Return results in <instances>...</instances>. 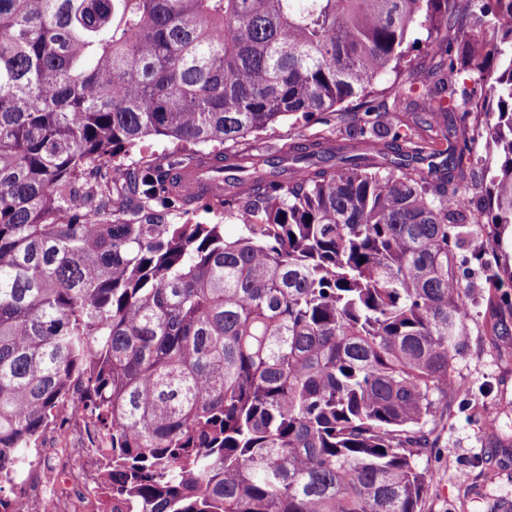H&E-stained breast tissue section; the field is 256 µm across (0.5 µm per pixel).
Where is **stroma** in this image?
<instances>
[{"label":"stroma","mask_w":512,"mask_h":512,"mask_svg":"<svg viewBox=\"0 0 512 512\" xmlns=\"http://www.w3.org/2000/svg\"><path fill=\"white\" fill-rule=\"evenodd\" d=\"M331 133L318 121L289 117L262 137L246 138L240 150L257 155L268 142L287 146ZM469 282L466 345L452 363L465 389L438 414L434 446L420 460L432 476L422 512H495L499 502L512 503V334L493 333L481 274L472 273Z\"/></svg>","instance_id":"obj_1"}]
</instances>
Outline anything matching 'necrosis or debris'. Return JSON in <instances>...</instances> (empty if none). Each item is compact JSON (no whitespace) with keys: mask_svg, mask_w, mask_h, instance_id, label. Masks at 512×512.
Instances as JSON below:
<instances>
[{"mask_svg":"<svg viewBox=\"0 0 512 512\" xmlns=\"http://www.w3.org/2000/svg\"><path fill=\"white\" fill-rule=\"evenodd\" d=\"M84 396L82 385L73 386L63 404V425L49 429L52 448H31L10 477L12 499L25 512H100L108 443L87 412H72Z\"/></svg>","mask_w":512,"mask_h":512,"instance_id":"obj_1","label":"necrosis or debris"}]
</instances>
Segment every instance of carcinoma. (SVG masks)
I'll return each mask as SVG.
<instances>
[{"label": "carcinoma", "mask_w": 512, "mask_h": 512, "mask_svg": "<svg viewBox=\"0 0 512 512\" xmlns=\"http://www.w3.org/2000/svg\"><path fill=\"white\" fill-rule=\"evenodd\" d=\"M457 2L0 0V473L84 383L112 512H419L469 264L493 328L512 317V0ZM423 49L414 111L384 121ZM354 100L341 140L236 162ZM150 137L189 151L112 163ZM202 159L205 202L171 176ZM201 203L241 234L172 222ZM412 77L408 72H402L397 78H395V74L388 75L385 80L383 87H389L383 97L379 98V102L384 100L387 106L390 108V113L386 116L385 121L393 122L398 117H402L404 112H401L402 107L396 111H392V103L394 98L398 95H403L407 100L415 99L418 94L421 92V86L415 84L413 86V92H409L410 84H413ZM273 127L259 138L254 139L253 136H248L242 142L239 151L257 155L262 153L261 147L264 146L266 141L288 147V145L301 142L303 138L307 137H342L339 125L336 124V129L333 130L332 126L324 125L315 120L308 123L304 121L295 123L294 118L289 117L278 121Z\"/></svg>", "instance_id": "1"}]
</instances>
